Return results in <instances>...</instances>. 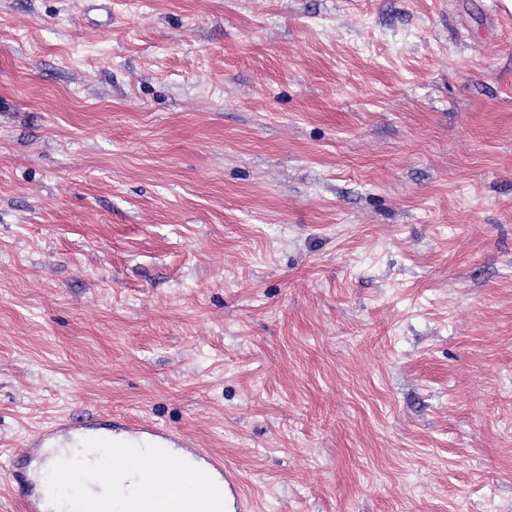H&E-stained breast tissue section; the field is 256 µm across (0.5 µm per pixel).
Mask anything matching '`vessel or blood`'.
<instances>
[{
    "mask_svg": "<svg viewBox=\"0 0 512 512\" xmlns=\"http://www.w3.org/2000/svg\"><path fill=\"white\" fill-rule=\"evenodd\" d=\"M88 438H105L136 445L153 444L179 450L184 459L204 461L209 471L218 473L224 481L226 512H244L245 502L240 480L222 458L203 453L183 436L156 425H137L125 420L93 418L82 422L63 421L31 438L26 445L23 461L31 463L36 457Z\"/></svg>",
    "mask_w": 512,
    "mask_h": 512,
    "instance_id": "obj_1",
    "label": "vessel or blood"
}]
</instances>
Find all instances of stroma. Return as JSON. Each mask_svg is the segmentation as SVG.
Masks as SVG:
<instances>
[{
	"label": "stroma",
	"mask_w": 512,
	"mask_h": 512,
	"mask_svg": "<svg viewBox=\"0 0 512 512\" xmlns=\"http://www.w3.org/2000/svg\"><path fill=\"white\" fill-rule=\"evenodd\" d=\"M106 415L254 512H512V0H0V512ZM88 438H105L136 445L153 444L162 448H174L181 457L194 462L203 459L209 471L218 473L224 480L226 512L245 511V502L240 480L222 458L195 449V444L183 436L157 425H135L125 420L89 419L82 422L72 420L58 423L55 427L39 432L26 444L21 455L24 464L14 462V477L18 488L25 482L23 465H30L37 456H45L57 448H68Z\"/></svg>",
	"instance_id": "stroma-1"
}]
</instances>
